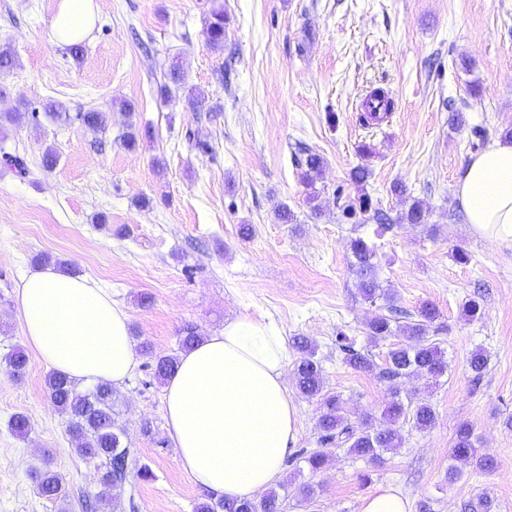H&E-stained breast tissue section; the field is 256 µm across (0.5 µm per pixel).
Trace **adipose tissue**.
<instances>
[{
	"label": "adipose tissue",
	"mask_w": 512,
	"mask_h": 512,
	"mask_svg": "<svg viewBox=\"0 0 512 512\" xmlns=\"http://www.w3.org/2000/svg\"><path fill=\"white\" fill-rule=\"evenodd\" d=\"M94 0H60L56 44L78 41ZM456 199L471 234L512 242V139L470 157ZM23 332L47 367L93 386L120 385L137 359L129 318L89 280L52 267L28 272L16 294ZM288 348L271 323L236 318L183 352L165 387L169 436L182 470L215 496L251 500L281 477L301 425L286 381Z\"/></svg>",
	"instance_id": "adipose-tissue-1"
}]
</instances>
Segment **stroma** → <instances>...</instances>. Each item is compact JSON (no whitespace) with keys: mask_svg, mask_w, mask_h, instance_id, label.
<instances>
[{"mask_svg":"<svg viewBox=\"0 0 512 512\" xmlns=\"http://www.w3.org/2000/svg\"><path fill=\"white\" fill-rule=\"evenodd\" d=\"M96 3L76 59L51 37L58 0H0V48L15 57L0 71V512H86L90 496L95 512H196L206 491L178 463L155 359L179 354L187 330L205 336L238 316L273 321L289 340L313 339L347 417L379 415L387 383L352 369L336 346L347 336L380 363L397 342L368 339L383 308L358 292L348 248L356 236L375 239L379 281L396 306L412 315L429 302L440 312L429 336L447 373L402 385L435 408L436 424L404 423L401 447L375 467L321 446L318 402L295 396L301 426L280 480L281 512H358L380 487L399 491L410 512H473L483 498L491 512H512V243L471 235L455 198L472 128L490 139L512 128V0ZM219 10L224 47L214 51L204 30ZM173 64L184 85L161 94ZM376 88L392 95L394 110L366 126L361 102ZM50 101L62 106L58 120L43 112ZM89 110L105 113L103 129L82 124ZM130 128L132 147L122 139ZM305 148L325 159L318 217L296 163ZM361 165L389 213L401 209L394 183L424 200L436 235L399 224L378 238L374 224L343 223L335 189L356 195L349 174ZM283 204L296 223H276ZM244 224L253 228L247 239ZM459 249L468 263L455 260ZM40 254L110 294L133 341L153 349L113 393L123 443L152 473L129 476L118 507L98 495L103 460L74 449L39 355L28 351L20 376L6 361L26 343L15 290ZM471 299L483 307L474 321L462 315ZM478 348L489 362L477 378L469 358ZM17 413L30 422L24 440L8 426ZM462 422L497 467H467L452 482L448 450ZM317 450L327 462L314 473L303 456ZM44 465L63 477L65 498L38 493L30 472Z\"/></svg>","mask_w":512,"mask_h":512,"instance_id":"1","label":"stroma"}]
</instances>
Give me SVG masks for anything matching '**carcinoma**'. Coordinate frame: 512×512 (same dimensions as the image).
I'll use <instances>...</instances> for the list:
<instances>
[{"label":"carcinoma","mask_w":512,"mask_h":512,"mask_svg":"<svg viewBox=\"0 0 512 512\" xmlns=\"http://www.w3.org/2000/svg\"><path fill=\"white\" fill-rule=\"evenodd\" d=\"M206 44L214 49L224 48V13L216 12L205 29ZM393 110V101L383 90H373L366 98L364 113L360 119L364 122L380 121ZM325 165L324 158L308 151L304 162L300 163V181L307 190L308 202L314 214L321 211L317 204L319 191L316 187L321 179ZM391 192L406 204L396 218H389L379 202L366 192L346 200L340 206L341 216L348 224H366L370 221L377 225L376 235L381 236L393 229L395 224H414L423 226L431 235L437 231L436 225L427 224L429 209L422 201L411 199L408 187L403 183L392 186ZM349 250L354 258L353 266L358 279V290L364 300L377 301L390 305L394 295L381 287L378 281L377 246L362 236H356L349 242ZM438 316L436 308L424 303L419 307L416 317L400 325L392 324V318L379 314L368 323V335L372 341L388 336H401L404 342L391 348L382 367H377L372 355L354 348L347 337H336V344L343 360L352 368L363 372H378V377L389 384L391 401L381 412L380 418L366 415L357 423H351L343 414L339 396L326 390L325 380L319 360L316 357L315 344L305 336L294 338L293 347L299 353L295 362L294 382L299 394L319 402L320 414L317 420L319 441L323 445L346 448L354 456L361 457L375 465L384 462V454L401 445L400 425L410 422L420 430H428L435 425L436 411L431 404L419 401H404L401 397V380L412 377H438L448 369L445 352L438 344L429 339V325ZM178 357L167 356L158 359L155 377L159 381L167 379L174 370ZM51 403L66 414L67 431L71 436L75 450L89 459H105V469L101 472L99 483L102 492H113L112 498L118 499V489L131 472L141 480L151 477L147 466L133 469L135 459L130 448L121 441L122 427L119 413L115 410L112 385L104 382L91 391L83 392L66 376L52 372L46 380ZM449 456L458 462L448 468V481L461 477V466L474 463L482 470L496 467L495 458L480 454L479 437L473 426L464 422L457 427L453 447ZM40 493L47 497L64 494L62 477L46 468L32 474ZM196 512H280V494L270 489L261 496L246 501L226 498H209L199 504Z\"/></svg>","instance_id":"1"}]
</instances>
